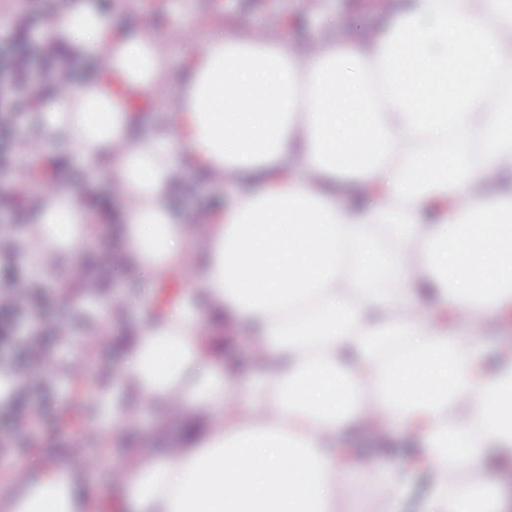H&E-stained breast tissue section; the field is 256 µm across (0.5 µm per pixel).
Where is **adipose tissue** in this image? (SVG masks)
I'll list each match as a JSON object with an SVG mask.
<instances>
[{"label": "adipose tissue", "mask_w": 512, "mask_h": 512, "mask_svg": "<svg viewBox=\"0 0 512 512\" xmlns=\"http://www.w3.org/2000/svg\"><path fill=\"white\" fill-rule=\"evenodd\" d=\"M213 33L187 57L164 111L131 93L169 79L160 35L115 34L97 0L50 22L96 77L29 115L72 146L122 203L128 277L159 283L202 255L199 292L140 326L96 395L120 441L152 410L203 411V436L119 465L130 512H336L380 498L401 512L420 468L423 512H512V0H407L381 31ZM235 189L202 217L172 206L187 170ZM90 213L76 193L39 204L28 250L74 260ZM251 326V371L215 365L207 313ZM494 339L487 366L483 337ZM68 452L23 462L0 512H83Z\"/></svg>", "instance_id": "obj_1"}]
</instances>
